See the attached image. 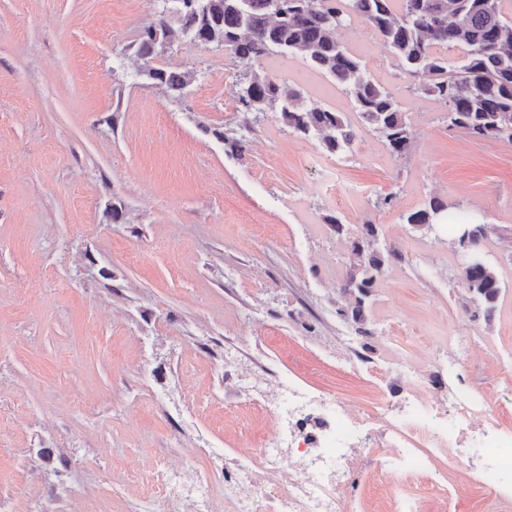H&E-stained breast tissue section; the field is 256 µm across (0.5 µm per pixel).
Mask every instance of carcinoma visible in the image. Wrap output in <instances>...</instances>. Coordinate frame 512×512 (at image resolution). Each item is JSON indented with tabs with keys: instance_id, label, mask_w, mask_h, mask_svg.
Returning <instances> with one entry per match:
<instances>
[{
	"instance_id": "obj_1",
	"label": "carcinoma",
	"mask_w": 512,
	"mask_h": 512,
	"mask_svg": "<svg viewBox=\"0 0 512 512\" xmlns=\"http://www.w3.org/2000/svg\"><path fill=\"white\" fill-rule=\"evenodd\" d=\"M160 17L140 34L137 54L150 59L158 51L189 38L228 51L244 68L247 80L238 85V103L247 112L271 111L298 136L315 138L332 153L352 145L355 130L344 112L316 103L303 106L301 93L283 89L279 79L261 67L272 55L304 54L311 71L343 87L361 123L371 127L392 155L402 158L410 131L401 102L368 74L364 61L336 38V30L359 19L371 27L400 70L415 79L410 91L434 99L445 108L448 127L475 140L512 142V13L504 0H165ZM461 50L459 65L448 70L444 50ZM142 75L182 98L192 81L149 65ZM407 223L431 229L452 228L455 242L463 235L483 243L487 225L463 210H452L438 198L409 214ZM348 273V289L356 293L352 320L364 321L367 297L389 256L376 250L363 255ZM461 284L485 311L501 293L494 265L483 255L473 258Z\"/></svg>"
}]
</instances>
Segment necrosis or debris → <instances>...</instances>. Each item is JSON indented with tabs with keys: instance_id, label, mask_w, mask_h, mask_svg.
<instances>
[{
	"instance_id": "obj_1",
	"label": "necrosis or debris",
	"mask_w": 512,
	"mask_h": 512,
	"mask_svg": "<svg viewBox=\"0 0 512 512\" xmlns=\"http://www.w3.org/2000/svg\"><path fill=\"white\" fill-rule=\"evenodd\" d=\"M274 431L239 461V474L221 484L197 477L181 488L177 469L160 460L155 482L164 512H179L190 498L194 512H353L349 484L357 462L369 460L378 480L431 468L447 457L473 472L492 512H512V428L493 416L485 391L439 390L426 383L411 390L404 412L419 441L381 437L378 422L395 419L388 403L355 409L335 396H315L279 382L268 398Z\"/></svg>"
}]
</instances>
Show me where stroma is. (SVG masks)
Segmentation results:
<instances>
[{
	"mask_svg": "<svg viewBox=\"0 0 512 512\" xmlns=\"http://www.w3.org/2000/svg\"><path fill=\"white\" fill-rule=\"evenodd\" d=\"M162 0H0V500L12 512H161L158 459L233 467L273 432L260 390L290 379L401 406L417 375L495 389L512 428V143L449 128L365 23L338 32L399 93L408 158L357 127L327 152L235 99L223 48L184 39L152 66L188 71L181 99L140 77V33ZM339 112L340 85L302 54L267 60ZM231 129L242 154L217 139ZM393 196L392 207L377 208ZM438 197L490 231L504 288L493 311L459 276L445 228L408 224ZM340 218L333 233L326 216ZM397 252L364 307L337 288L365 225ZM483 341L478 367L448 343ZM454 363L447 373L444 362Z\"/></svg>",
	"mask_w": 512,
	"mask_h": 512,
	"instance_id": "1",
	"label": "stroma"
}]
</instances>
